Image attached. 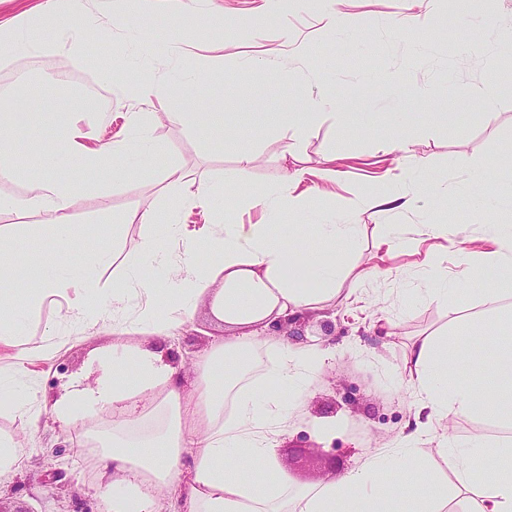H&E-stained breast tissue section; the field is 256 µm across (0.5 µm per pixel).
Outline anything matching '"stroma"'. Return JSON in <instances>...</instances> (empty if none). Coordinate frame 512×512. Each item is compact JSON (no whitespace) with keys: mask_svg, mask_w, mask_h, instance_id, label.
<instances>
[{"mask_svg":"<svg viewBox=\"0 0 512 512\" xmlns=\"http://www.w3.org/2000/svg\"><path fill=\"white\" fill-rule=\"evenodd\" d=\"M450 0H346L347 25L330 30L317 0H293L283 14L271 10L268 0H117L115 9L126 21L114 25L108 39L90 37L87 47L100 46L109 53L115 83L108 89L96 120L106 136L123 131V113L151 111L137 95L146 79H164L191 70L200 55L218 58L220 71L201 76L190 102L172 101L176 112H206L219 106L225 125L235 127L236 139L224 144L200 139L183 126L162 122L156 129L159 149L143 158L142 167L130 172L110 169H68L76 183L108 182L112 185V223L127 225V239H135L137 226L128 222L135 208L150 207L158 222H165L174 200L164 192L162 173L171 162L215 181L233 175L240 155L254 162L238 182L235 207L216 197L214 208L223 210L226 222L255 224L262 220L254 196L277 184L283 175L282 152L292 147L308 175L302 186L316 198L303 221L317 224L338 218L335 199L363 191L407 192L406 184L393 180L395 167L419 163L425 176L448 183L455 195L452 211L466 224H511L512 211H477L469 198V175L480 164L495 160L512 145V50H495V37L484 14H473L461 40L442 39L436 28L454 27ZM144 12L173 16L185 35L178 52L165 55L140 50L130 39L129 22ZM305 44L303 57H295L291 42ZM276 56L265 70L253 69L251 60ZM90 73L84 60L61 51L31 58L17 70L0 55V89L20 87L42 93L47 110L40 115L44 129H52L58 108L81 97ZM425 90L419 100L415 90ZM493 91L497 104L481 110L478 99ZM322 94L336 101L331 113L313 116L306 100ZM399 112H414L418 122L401 130ZM407 137L409 149L382 155L381 145ZM335 156L334 175L321 174L322 157ZM449 211V212H452ZM449 212L429 206L419 198L407 210H364L352 262H374L375 245L386 225H401L420 241L421 254L440 258L450 273H457L460 239L429 237L428 224H444ZM372 276L349 306L328 307L306 313L305 343L333 354L318 375L306 399L304 417L280 439L277 454L291 482L310 486L327 475L325 462L335 458L336 468H356L382 446L398 444L410 430L414 405L408 385L405 357L412 341L429 333L451 330V318L471 321L486 310L477 270L463 275V292L444 304L407 300L408 289L420 287L422 274L412 256L398 250L384 252ZM224 325L208 307H201L191 323L173 340V355L185 384L195 378V363ZM112 342L100 333L75 343L32 369L39 391L52 398L76 381L97 375L98 359ZM335 423L333 434L318 435L315 424ZM79 431L46 417L30 441V461L13 477L0 480V512H99V500L82 448ZM304 446L297 456L296 446ZM69 449L70 467L60 480H45L46 452Z\"/></svg>","mask_w":512,"mask_h":512,"instance_id":"1","label":"stroma"}]
</instances>
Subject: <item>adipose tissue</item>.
I'll return each mask as SVG.
<instances>
[{"instance_id": "ef3b65f1", "label": "adipose tissue", "mask_w": 512, "mask_h": 512, "mask_svg": "<svg viewBox=\"0 0 512 512\" xmlns=\"http://www.w3.org/2000/svg\"><path fill=\"white\" fill-rule=\"evenodd\" d=\"M63 14L95 35L112 27V0H54L48 9L21 13L0 22V48L12 62L24 64L64 39ZM138 94L157 100L159 109L128 113L123 140L85 130L82 116L94 111L92 102L68 106L53 136L30 140L43 177L29 183L25 196L0 194V409L21 420L20 433L0 430V476L25 466L24 440L38 432L48 414L96 444L100 512H159L160 494L170 491L174 512H444L447 488L433 477L417 480L434 454L467 493L463 512H512V440L460 441L448 427L455 416L512 428V309L498 306L512 284V226L480 225L486 249L459 251V266L481 269L495 282L487 297L496 317L494 351L472 359L470 379L452 381L446 366L462 347L485 342L484 326L463 322L452 335L415 339L409 350L414 430L354 470L295 486L276 446L295 425L312 382L333 354L264 330L280 319L346 304L373 273L371 267L347 264L340 254L355 247L356 216L367 207L403 208L412 199L367 192L341 201L346 223L299 224L288 240L277 243L273 233L280 212L300 216L307 209L309 197L299 190L304 169L286 171L280 185L262 192L258 203L265 223L228 224L209 203L228 194L231 182L196 179L172 165L166 192L183 205L206 208V224L187 229L174 213L159 236L154 211L146 207L132 214L139 235L127 250L131 260L121 261L125 250L117 238L105 249L80 250L81 232L73 218L81 200L88 193L108 198L109 187L76 186L64 177L65 167L97 169L112 158L152 154L163 120L208 140L234 137L221 110L172 111L149 80ZM43 106L42 98L29 93L0 94L1 180L13 175L19 121L39 115ZM20 234L61 246L51 261L32 252V260L50 264L33 284L12 278L19 257L11 244ZM312 237L321 241V251L309 250ZM114 264L120 270L109 287L99 273ZM301 271L317 281V288L298 287ZM422 275L423 286L415 291L422 301L445 299L460 289L459 278L449 276L438 259L423 263ZM17 295L26 298V308L11 309ZM204 300L223 322L224 334L199 357L195 381L187 388L172 362L170 341ZM47 306L67 330L31 343L28 327ZM94 328L112 333L100 376L47 402L34 387L32 364L86 340ZM244 463L250 473L242 478L237 471ZM387 474L394 478L389 491L383 486Z\"/></svg>"}]
</instances>
